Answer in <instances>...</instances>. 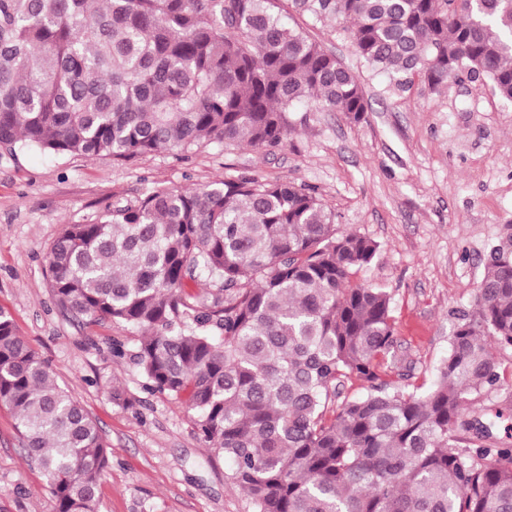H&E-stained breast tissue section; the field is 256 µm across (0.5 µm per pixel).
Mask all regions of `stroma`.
<instances>
[{
	"instance_id": "35a3bbf8",
	"label": "stroma",
	"mask_w": 512,
	"mask_h": 512,
	"mask_svg": "<svg viewBox=\"0 0 512 512\" xmlns=\"http://www.w3.org/2000/svg\"><path fill=\"white\" fill-rule=\"evenodd\" d=\"M359 76L371 108L292 112L277 148L213 142L129 161L0 148V310L75 397L111 451L96 512H253L231 465L196 432L195 413L152 390L136 362L138 334L64 313L47 286V256L65 225L85 224L156 188H193L240 175L316 191L342 232L380 245L359 276L385 288L396 320L394 370L434 380L457 309L477 293L492 245L512 234V103L461 78L406 88L355 54L340 22L288 11ZM11 410L0 405V512H55Z\"/></svg>"
}]
</instances>
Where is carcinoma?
<instances>
[{
    "instance_id": "carcinoma-1",
    "label": "carcinoma",
    "mask_w": 512,
    "mask_h": 512,
    "mask_svg": "<svg viewBox=\"0 0 512 512\" xmlns=\"http://www.w3.org/2000/svg\"><path fill=\"white\" fill-rule=\"evenodd\" d=\"M279 0H0V146L131 160L209 141L283 145L288 113L369 103ZM351 23L357 56L404 88L462 71L512 101V0H291ZM379 244L336 232L316 193L252 176L158 189L67 224L48 254L65 311L141 332L152 387L183 399L254 512H512L504 413L512 235L487 254L436 379L388 380L390 294L358 279ZM364 393L336 402L349 382ZM0 404L55 512H94L110 451L0 310Z\"/></svg>"
}]
</instances>
